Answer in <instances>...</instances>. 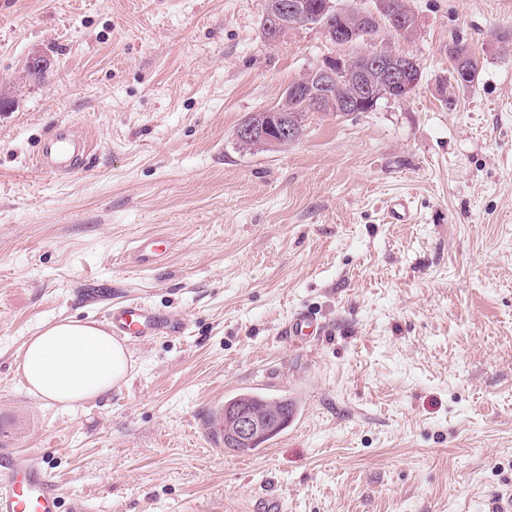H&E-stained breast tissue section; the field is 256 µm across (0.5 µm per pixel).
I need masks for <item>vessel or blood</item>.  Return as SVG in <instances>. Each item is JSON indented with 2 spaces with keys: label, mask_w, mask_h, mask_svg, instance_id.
Masks as SVG:
<instances>
[{
  "label": "vessel or blood",
  "mask_w": 512,
  "mask_h": 512,
  "mask_svg": "<svg viewBox=\"0 0 512 512\" xmlns=\"http://www.w3.org/2000/svg\"><path fill=\"white\" fill-rule=\"evenodd\" d=\"M88 139L74 126L51 127L39 143L36 168L52 176H65L82 170L90 154ZM172 239L166 235H145L133 241L130 254L138 266L151 267L170 253ZM108 323L113 336L142 342L155 336L182 333L186 325L170 319L148 304L131 300L112 309ZM293 342L320 338L325 333L316 316L297 312L284 328ZM206 440L214 447L224 445V405L213 404L203 420ZM0 512H88L84 500L72 499L70 507H62L58 487L51 472L36 461L23 464L0 459Z\"/></svg>",
  "instance_id": "b4317fda"
}]
</instances>
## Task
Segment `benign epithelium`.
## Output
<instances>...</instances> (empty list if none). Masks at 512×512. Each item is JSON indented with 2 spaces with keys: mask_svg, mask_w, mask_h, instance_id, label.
Wrapping results in <instances>:
<instances>
[{
  "mask_svg": "<svg viewBox=\"0 0 512 512\" xmlns=\"http://www.w3.org/2000/svg\"><path fill=\"white\" fill-rule=\"evenodd\" d=\"M376 11L366 12L356 9L338 10L335 0H324L323 14L331 18L336 14L352 16V25L340 23L335 27L324 29L326 38L337 45L351 46L362 41L370 40L369 32L377 22L385 19L393 30L399 33L411 34L416 30L417 18L411 10L408 0H375ZM310 4L307 0H283L269 15L268 26L277 30L282 25L300 28L308 25L307 17ZM362 60L368 63L366 67L351 65V58L330 56L323 60L307 76L308 83H314L325 88L320 95L307 94L298 80L288 86L285 96L305 99V110L308 112H325L327 104L333 96L328 89L336 88L347 81L355 88L370 86V91L360 101H355L357 93L336 102L338 112H371L376 102L381 99L404 100L416 89L421 80V66L418 61L402 53L389 49L367 51ZM256 122H246L239 128L237 139L248 140L260 132V137L270 148H279L296 140V126L289 122L280 121L276 124H265L256 129ZM272 421L270 415H258L249 411H237L233 415V426L241 441H248Z\"/></svg>",
  "mask_w": 512,
  "mask_h": 512,
  "instance_id": "1",
  "label": "benign epithelium"
}]
</instances>
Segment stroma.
<instances>
[{"instance_id": "stroma-1", "label": "stroma", "mask_w": 512, "mask_h": 512, "mask_svg": "<svg viewBox=\"0 0 512 512\" xmlns=\"http://www.w3.org/2000/svg\"><path fill=\"white\" fill-rule=\"evenodd\" d=\"M409 4L415 32L373 46L416 58L418 89L309 113L266 150L236 129L348 52L319 28L268 42L263 0H0V453L50 469L63 504L488 512L512 487V0ZM60 122L91 155L47 176ZM156 233L176 246L139 270L129 245ZM131 298L187 330L129 344L125 382L76 409L27 391L30 336ZM306 308L327 334L301 346L280 331ZM268 369L304 388L301 427L253 456L211 447L201 417ZM90 151L91 145L83 133L72 125L58 124L40 140L35 166L44 174L70 175L85 167Z\"/></svg>"}]
</instances>
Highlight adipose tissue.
<instances>
[{"label": "adipose tissue", "mask_w": 512, "mask_h": 512, "mask_svg": "<svg viewBox=\"0 0 512 512\" xmlns=\"http://www.w3.org/2000/svg\"><path fill=\"white\" fill-rule=\"evenodd\" d=\"M17 368L30 393L71 409L106 394L124 379L130 355L101 325L64 319L28 339Z\"/></svg>", "instance_id": "1"}]
</instances>
